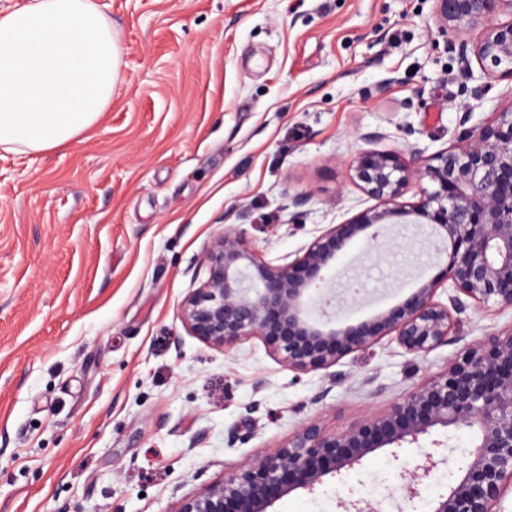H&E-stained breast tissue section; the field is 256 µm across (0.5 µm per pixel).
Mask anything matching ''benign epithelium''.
<instances>
[{"instance_id": "benign-epithelium-1", "label": "benign epithelium", "mask_w": 512, "mask_h": 512, "mask_svg": "<svg viewBox=\"0 0 512 512\" xmlns=\"http://www.w3.org/2000/svg\"><path fill=\"white\" fill-rule=\"evenodd\" d=\"M434 2L443 31L480 30L473 44L459 45L460 73L474 78L472 54L486 78L512 80V0ZM504 13L511 19L498 21ZM470 119L471 113H462L455 143L428 156L418 148L407 159L391 150H361L350 180L379 205L329 225L290 262L271 264L246 232L225 227L206 251L207 280L182 301L183 324L224 349L257 336L288 368L309 373L386 336L406 353L424 356L460 340L456 319L466 310L491 302L511 309L512 105L485 123L471 126ZM414 180L428 183L420 200L396 204ZM407 226L423 230L439 276L366 319L310 315L314 291L350 242L363 238L368 253L385 260L413 244L400 234ZM442 287L445 303L437 299ZM440 430L472 435L473 447L431 512H504L502 502L512 490V328L465 343L441 372L362 423L333 433L315 422L302 425L273 453L240 463L222 481L175 501L171 512H275V503L296 491L313 494L327 478L350 476L376 452L417 444ZM448 462L425 451L401 463L403 499L414 501L423 479ZM337 504L344 512H383V501L357 497L352 486Z\"/></svg>"}]
</instances>
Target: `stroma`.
Wrapping results in <instances>:
<instances>
[{
	"label": "stroma",
	"instance_id": "35a3bbf8",
	"mask_svg": "<svg viewBox=\"0 0 512 512\" xmlns=\"http://www.w3.org/2000/svg\"><path fill=\"white\" fill-rule=\"evenodd\" d=\"M121 36L112 104L48 155L0 151V512H170L304 422L365 421L458 347L408 355L389 337L300 373L256 337L222 349L179 317L225 226L275 262L373 207L347 178L358 133L435 153L512 105V82L459 72L434 0H103ZM306 195L307 204L288 199ZM439 265L351 243L327 280L340 316L394 306ZM472 340L512 308L458 317ZM258 404L255 415L246 409ZM253 430L229 445L231 429ZM382 451L364 496L395 484ZM339 478L277 512H336Z\"/></svg>",
	"mask_w": 512,
	"mask_h": 512
}]
</instances>
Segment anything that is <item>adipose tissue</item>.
<instances>
[{
	"label": "adipose tissue",
	"instance_id": "obj_1",
	"mask_svg": "<svg viewBox=\"0 0 512 512\" xmlns=\"http://www.w3.org/2000/svg\"><path fill=\"white\" fill-rule=\"evenodd\" d=\"M121 48L102 0H20L0 11V149L42 154L112 103Z\"/></svg>",
	"mask_w": 512,
	"mask_h": 512
}]
</instances>
